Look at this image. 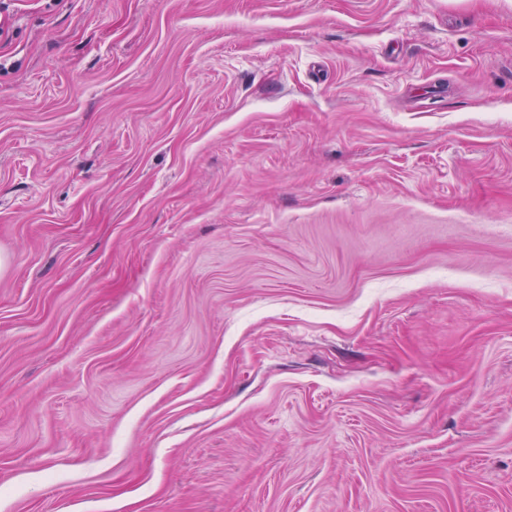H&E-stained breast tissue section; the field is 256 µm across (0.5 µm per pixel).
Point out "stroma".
<instances>
[{"label": "stroma", "mask_w": 512, "mask_h": 512, "mask_svg": "<svg viewBox=\"0 0 512 512\" xmlns=\"http://www.w3.org/2000/svg\"><path fill=\"white\" fill-rule=\"evenodd\" d=\"M0 512H512V0H0Z\"/></svg>", "instance_id": "1"}]
</instances>
